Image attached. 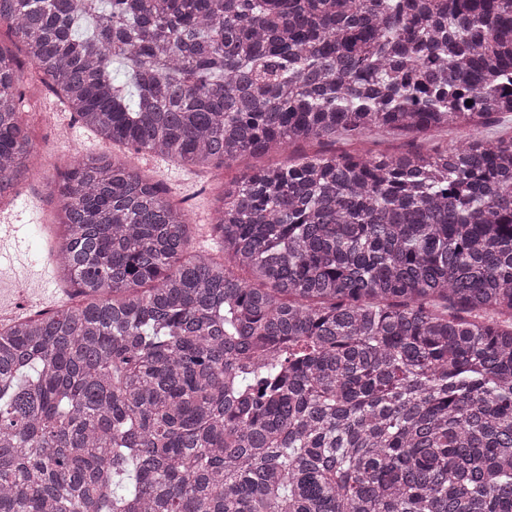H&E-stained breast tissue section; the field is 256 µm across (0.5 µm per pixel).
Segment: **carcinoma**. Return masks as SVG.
<instances>
[{"mask_svg":"<svg viewBox=\"0 0 512 512\" xmlns=\"http://www.w3.org/2000/svg\"><path fill=\"white\" fill-rule=\"evenodd\" d=\"M2 22L0 200L35 171L27 65L99 138L199 169L467 141L259 168L214 210L221 259L124 153L39 172L87 303L0 330V512H512V0H0ZM403 138H392L383 136H371L366 140L359 142H350L345 140H336L332 146L337 153H354L361 150H371L375 153L397 154L403 150Z\"/></svg>","mask_w":512,"mask_h":512,"instance_id":"cac0c4a2","label":"carcinoma"}]
</instances>
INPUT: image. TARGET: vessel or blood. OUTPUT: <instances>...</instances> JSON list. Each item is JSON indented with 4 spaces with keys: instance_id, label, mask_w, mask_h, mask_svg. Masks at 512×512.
Instances as JSON below:
<instances>
[{
    "instance_id": "obj_1",
    "label": "vessel or blood",
    "mask_w": 512,
    "mask_h": 512,
    "mask_svg": "<svg viewBox=\"0 0 512 512\" xmlns=\"http://www.w3.org/2000/svg\"><path fill=\"white\" fill-rule=\"evenodd\" d=\"M12 257V264L0 271V311L10 305L9 291L18 285L50 286L48 263L33 261L26 247L23 227L19 224H0V256Z\"/></svg>"
}]
</instances>
